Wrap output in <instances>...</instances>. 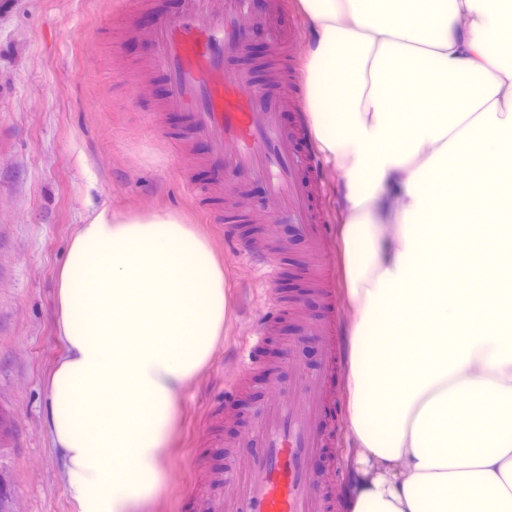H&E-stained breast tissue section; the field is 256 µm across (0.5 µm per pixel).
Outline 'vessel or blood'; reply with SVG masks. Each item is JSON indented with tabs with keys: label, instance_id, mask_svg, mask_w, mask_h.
<instances>
[{
	"label": "vessel or blood",
	"instance_id": "b4317fda",
	"mask_svg": "<svg viewBox=\"0 0 512 512\" xmlns=\"http://www.w3.org/2000/svg\"><path fill=\"white\" fill-rule=\"evenodd\" d=\"M286 0H174L153 14L141 33L156 47L152 65L164 83L163 112L183 116L192 137L208 141L220 165L208 169L204 182L187 189L202 198L230 199L217 214L224 224H275L288 218L294 235L313 252L305 283L323 305L320 317L294 311L298 327L326 342L314 377L291 390L267 373L266 363L245 350L237 364L243 379L263 372L261 386L268 406L265 419L245 429L238 441L240 468L225 472L224 495L201 503L200 512H330L332 497L311 465L322 458L335 468L336 378L343 359L336 335L344 314L330 276V227L321 202L318 154L306 144L299 115L302 85L294 68L305 52L302 32L286 24ZM267 33L264 74L239 64L249 32ZM258 175L267 180L262 202L243 185L225 186V172ZM269 234L245 241L244 251L269 283L285 269L286 251L275 250ZM252 342L262 344L284 311L276 297L260 306ZM18 443L12 411L0 408V446Z\"/></svg>",
	"mask_w": 512,
	"mask_h": 512
}]
</instances>
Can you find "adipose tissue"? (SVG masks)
Returning a JSON list of instances; mask_svg holds the SVG:
<instances>
[{
    "label": "adipose tissue",
    "mask_w": 512,
    "mask_h": 512,
    "mask_svg": "<svg viewBox=\"0 0 512 512\" xmlns=\"http://www.w3.org/2000/svg\"><path fill=\"white\" fill-rule=\"evenodd\" d=\"M298 7L311 23L305 110L344 189V508L512 512V296L497 304L451 285L478 258L512 267V248L480 253L450 233L488 202L512 222V0ZM418 96L431 112L408 111ZM58 301L48 423L64 492L76 512H144L180 393L224 328V271L177 216L104 208L70 244ZM429 323L433 348L409 351ZM483 386L485 409L471 403Z\"/></svg>",
    "instance_id": "ef3b65f1"
}]
</instances>
